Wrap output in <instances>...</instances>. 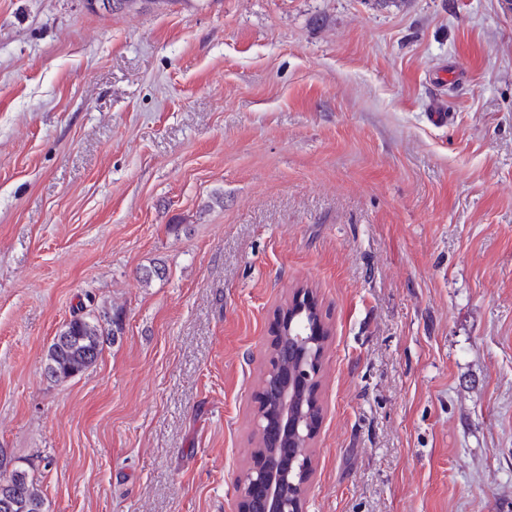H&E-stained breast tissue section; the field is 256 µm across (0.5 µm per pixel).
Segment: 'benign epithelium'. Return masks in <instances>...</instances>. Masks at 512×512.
<instances>
[{
	"label": "benign epithelium",
	"instance_id": "1",
	"mask_svg": "<svg viewBox=\"0 0 512 512\" xmlns=\"http://www.w3.org/2000/svg\"><path fill=\"white\" fill-rule=\"evenodd\" d=\"M314 311V298L309 292H297L292 300L277 312L278 335L274 343L268 372L280 373L277 386L280 395L274 403L262 401L255 414L260 431L271 436L267 447L258 449L245 476L240 478L237 493L238 512H305L309 474L302 480H293L294 466L302 463L303 455L293 453L296 446L312 447V436L299 432V416L302 411L300 398L307 396L315 383L323 352L316 354L309 346L325 335L322 320L314 321V331L297 335L293 330L305 315ZM296 336L300 349L294 352L298 357L297 368L291 373L279 372L283 340Z\"/></svg>",
	"mask_w": 512,
	"mask_h": 512
}]
</instances>
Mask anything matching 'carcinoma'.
Segmentation results:
<instances>
[{
  "label": "carcinoma",
  "instance_id": "carcinoma-1",
  "mask_svg": "<svg viewBox=\"0 0 512 512\" xmlns=\"http://www.w3.org/2000/svg\"><path fill=\"white\" fill-rule=\"evenodd\" d=\"M122 320L117 314L103 311L97 315H74L53 339L46 358L47 374L64 381L83 374L91 368L102 353L106 341L122 333ZM21 475L15 496L16 506L2 508L0 512H45V501L36 484L25 472L7 470L0 462V484Z\"/></svg>",
  "mask_w": 512,
  "mask_h": 512
}]
</instances>
